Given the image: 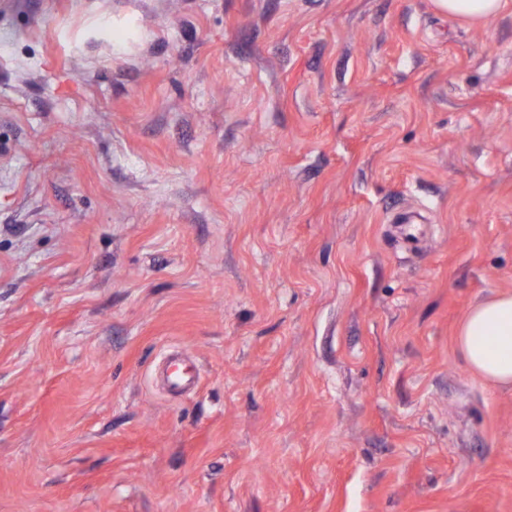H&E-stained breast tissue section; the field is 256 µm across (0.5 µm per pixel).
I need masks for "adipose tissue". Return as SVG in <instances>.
I'll return each instance as SVG.
<instances>
[{
	"label": "adipose tissue",
	"instance_id": "adipose-tissue-1",
	"mask_svg": "<svg viewBox=\"0 0 512 512\" xmlns=\"http://www.w3.org/2000/svg\"><path fill=\"white\" fill-rule=\"evenodd\" d=\"M455 342L475 375L495 385H512V293L474 305Z\"/></svg>",
	"mask_w": 512,
	"mask_h": 512
}]
</instances>
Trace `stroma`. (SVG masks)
Listing matches in <instances>:
<instances>
[{"instance_id": "1", "label": "stroma", "mask_w": 512, "mask_h": 512, "mask_svg": "<svg viewBox=\"0 0 512 512\" xmlns=\"http://www.w3.org/2000/svg\"><path fill=\"white\" fill-rule=\"evenodd\" d=\"M504 292L512 9L0 0V512H512ZM507 0H436L435 5L448 15L467 20L470 23H484L499 14ZM455 342L475 375L494 385H512V293L474 305Z\"/></svg>"}]
</instances>
